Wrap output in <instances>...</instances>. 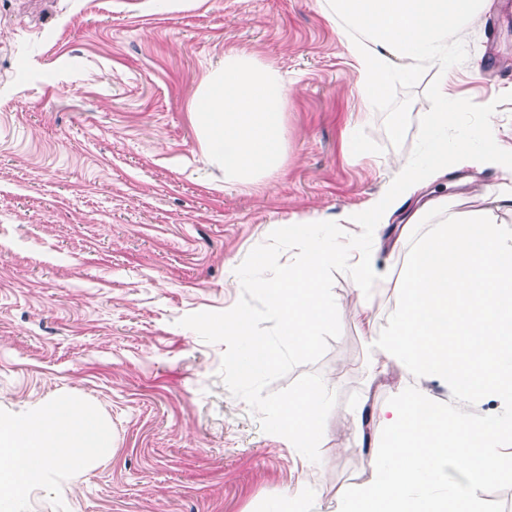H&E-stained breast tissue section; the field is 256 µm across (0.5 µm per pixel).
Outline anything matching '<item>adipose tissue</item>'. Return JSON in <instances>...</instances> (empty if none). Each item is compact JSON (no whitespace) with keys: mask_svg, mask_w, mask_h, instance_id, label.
<instances>
[{"mask_svg":"<svg viewBox=\"0 0 512 512\" xmlns=\"http://www.w3.org/2000/svg\"><path fill=\"white\" fill-rule=\"evenodd\" d=\"M331 18L342 21L348 45L360 64L362 97L382 95L389 78H412L417 69L448 70V38L464 36L494 6V0H324ZM293 90L273 66L225 53L190 105L206 159L222 163L224 178L248 183L271 174L286 155L285 107ZM447 143L432 142V162H399L393 180L370 209L344 213L348 224H385L411 196L448 165ZM512 213V181L485 206L450 216L409 250L402 296L387 324L375 328L372 304L364 300L354 318L368 329L372 375L388 366L405 368L412 381L378 408L384 426V465L349 499L324 506L307 483L285 497L277 512H479L467 491H441L447 465L468 483L497 478L501 458L512 448V231L499 212ZM308 216L284 225L283 235L303 242L301 257L261 283L267 305L278 316L289 347L311 348L336 319V305L323 286L324 271L339 260L357 271L364 294L373 269L356 242H316ZM472 403L488 399L509 407L506 416H453L429 383ZM326 405L320 390L305 388L278 408L276 432L304 470L308 451L323 436L318 418ZM114 453L108 427L93 410L58 398L32 417L0 420V507L17 498V474L44 483L54 469H73ZM436 491L417 495L423 479Z\"/></svg>","mask_w":512,"mask_h":512,"instance_id":"obj_1","label":"adipose tissue"}]
</instances>
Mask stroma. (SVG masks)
<instances>
[{
    "label": "stroma",
    "instance_id": "1",
    "mask_svg": "<svg viewBox=\"0 0 512 512\" xmlns=\"http://www.w3.org/2000/svg\"><path fill=\"white\" fill-rule=\"evenodd\" d=\"M437 69L392 79L361 98L358 65L320 0H0V418L67 396L111 428L109 461L51 471L13 512H275L302 468L284 440L219 376L225 347L179 321L232 308L234 270L276 228L317 214L340 242L360 241L377 272L368 296L384 326L401 296L408 252L402 213L447 196L464 213L507 173L480 164L488 144L512 147V0L449 40ZM234 50L294 81L287 157L272 175L228 182L201 154L189 106L201 80ZM470 102L444 135L477 165L437 172L389 226L347 224L392 178L422 161L423 128L440 82ZM361 154H350L348 138ZM356 273H324L341 334L307 371L338 395L311 454L324 504L372 477V450L346 412L375 409L409 376L369 370ZM484 512H512V459L476 488Z\"/></svg>",
    "mask_w": 512,
    "mask_h": 512
}]
</instances>
